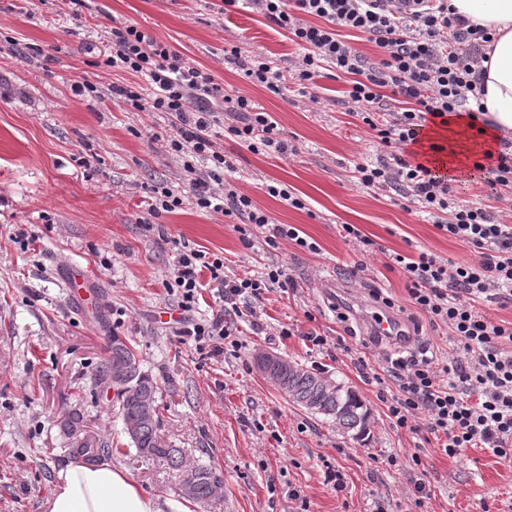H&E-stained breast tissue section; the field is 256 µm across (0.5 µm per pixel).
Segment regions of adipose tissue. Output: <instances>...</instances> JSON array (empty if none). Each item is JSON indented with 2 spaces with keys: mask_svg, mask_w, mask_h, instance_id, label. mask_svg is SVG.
Returning <instances> with one entry per match:
<instances>
[{
  "mask_svg": "<svg viewBox=\"0 0 512 512\" xmlns=\"http://www.w3.org/2000/svg\"><path fill=\"white\" fill-rule=\"evenodd\" d=\"M456 14L489 29L493 40L485 63L486 144L512 133V0H448ZM48 512H161L123 469L107 464L72 463L59 470Z\"/></svg>",
  "mask_w": 512,
  "mask_h": 512,
  "instance_id": "obj_1",
  "label": "adipose tissue"
}]
</instances>
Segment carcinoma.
<instances>
[{
  "label": "carcinoma",
  "mask_w": 512,
  "mask_h": 512,
  "mask_svg": "<svg viewBox=\"0 0 512 512\" xmlns=\"http://www.w3.org/2000/svg\"><path fill=\"white\" fill-rule=\"evenodd\" d=\"M117 364L127 369L125 390L119 397L121 418H135L147 405L157 407L158 384L141 372L136 355L126 341L114 335L110 341L108 356L98 370V383H109L112 367ZM269 375L292 403L312 414L322 416L336 425L342 433L359 437L367 431L370 410L366 402L353 390L340 383L329 388L327 378L307 369H288L277 365L270 369ZM63 425L70 430L65 438L72 455L95 462L110 453L108 442L85 429L79 414H69L63 420ZM158 428L159 417L155 414L142 421L139 428L129 435L139 456L148 460H163L177 469L182 467L180 449L161 441ZM219 476L221 473L216 469L206 465L199 466L194 475V494L189 500L203 507L209 505L211 484Z\"/></svg>",
  "instance_id": "carcinoma-1"
}]
</instances>
